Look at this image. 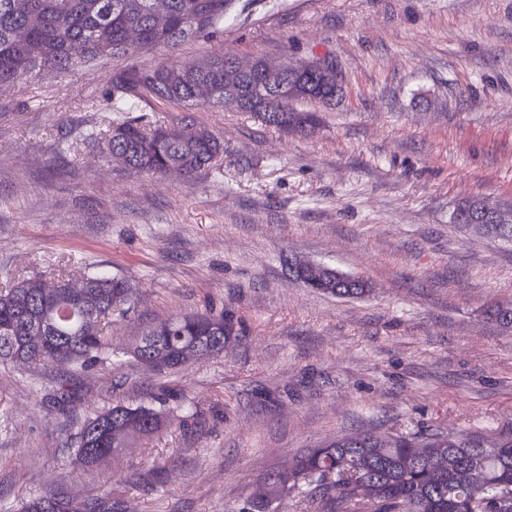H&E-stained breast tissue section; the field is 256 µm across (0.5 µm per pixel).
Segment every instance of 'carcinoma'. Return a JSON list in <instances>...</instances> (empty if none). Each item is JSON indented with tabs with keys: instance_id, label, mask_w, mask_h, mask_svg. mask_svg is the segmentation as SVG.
<instances>
[{
	"instance_id": "cac0c4a2",
	"label": "carcinoma",
	"mask_w": 512,
	"mask_h": 512,
	"mask_svg": "<svg viewBox=\"0 0 512 512\" xmlns=\"http://www.w3.org/2000/svg\"><path fill=\"white\" fill-rule=\"evenodd\" d=\"M231 0H0V85L13 84L37 68L73 72L119 54L158 46L174 48L224 22ZM169 15L168 31L153 27L158 10ZM142 41L126 42L130 29ZM165 66L133 68L112 77V100L133 105L154 99L177 105L220 103L224 109L252 112L284 133L317 117L288 107L271 117L251 99L252 78H236L240 98L224 97V81L233 74L217 54L199 69H187L169 85L162 84ZM167 128L148 129L133 120L111 121L107 149L125 168L138 173H164L171 167L192 177L211 167L224 153V141L193 123L170 137ZM80 304L71 305L69 282L54 297L37 276L10 281L0 289V362L15 364L78 363L83 367L107 360V320L124 311L131 286L123 278L81 279ZM323 294L358 298L369 293L360 280L351 288L334 278L319 288ZM487 315L512 327V306L493 305ZM234 315L212 310L169 318L150 327L141 339L144 353L158 360L162 373L189 366L224 351V337L239 336ZM39 327L49 336L44 347L29 346L24 336ZM181 409L176 396L163 392L137 404L117 402L88 418L78 437L76 461L92 466L110 455L133 430L140 437L161 432ZM269 496L251 493L239 512H276L281 501L301 486L313 485L321 512H512V433L427 436L396 435L388 442H358L342 437L311 448L291 460V467L270 473ZM376 489L369 504L356 494L359 484ZM22 512H112L102 499L73 502L61 492L31 499Z\"/></svg>"
}]
</instances>
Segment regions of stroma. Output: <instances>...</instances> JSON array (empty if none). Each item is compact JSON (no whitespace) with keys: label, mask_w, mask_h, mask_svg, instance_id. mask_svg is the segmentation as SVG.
Masks as SVG:
<instances>
[{"label":"stroma","mask_w":512,"mask_h":512,"mask_svg":"<svg viewBox=\"0 0 512 512\" xmlns=\"http://www.w3.org/2000/svg\"><path fill=\"white\" fill-rule=\"evenodd\" d=\"M214 54L328 58L343 96L302 103L320 118L309 135L144 100L143 123L195 121L223 156L192 178L109 162L113 74ZM465 197L512 206V0H233L214 37L0 86V283L135 286L107 362L0 364V512L56 490L112 512H238L268 473L345 435L512 432V328L486 314L512 305V242L452 223ZM298 256L371 294L306 288ZM209 304L242 322L228 354L163 374L127 354ZM163 388L187 424L75 465L87 417Z\"/></svg>","instance_id":"35a3bbf8"}]
</instances>
